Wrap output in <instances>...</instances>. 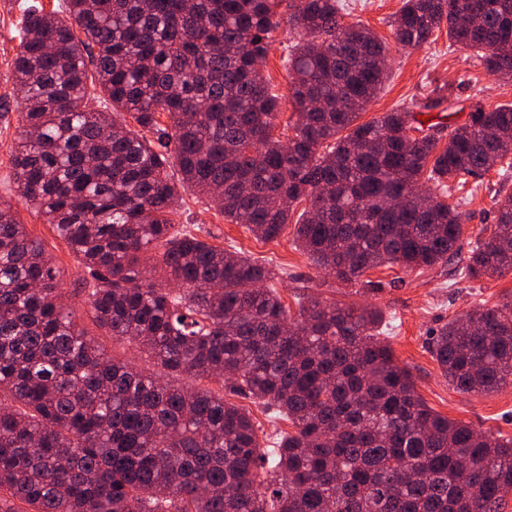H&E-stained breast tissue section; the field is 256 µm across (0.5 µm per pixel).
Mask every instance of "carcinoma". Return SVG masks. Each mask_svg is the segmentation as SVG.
Masks as SVG:
<instances>
[{
    "label": "carcinoma",
    "instance_id": "1",
    "mask_svg": "<svg viewBox=\"0 0 512 512\" xmlns=\"http://www.w3.org/2000/svg\"><path fill=\"white\" fill-rule=\"evenodd\" d=\"M284 2L298 38L286 145L259 66ZM339 2L66 0L67 21L25 10L12 63L17 192L89 275L82 314L160 372L88 338L60 269L0 196V512H501L512 496V440L434 412L378 341L380 311L305 297L293 313L278 269L173 231L190 187L264 241L306 203L298 247L343 282L458 254L460 204L433 195L424 209L415 190L424 179L445 197L508 172L512 104L425 128L419 116L451 108L440 87L357 123L388 49L344 22ZM390 27L413 47L444 27L512 80V0H403ZM91 89L104 109L88 108ZM506 273L511 194L461 271ZM429 349L459 392H495L512 379V299L448 321ZM180 375L220 389L172 382ZM229 396L293 431L261 446Z\"/></svg>",
    "mask_w": 512,
    "mask_h": 512
}]
</instances>
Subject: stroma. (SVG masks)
Returning <instances> with one entry per match:
<instances>
[{
  "label": "stroma",
  "mask_w": 512,
  "mask_h": 512,
  "mask_svg": "<svg viewBox=\"0 0 512 512\" xmlns=\"http://www.w3.org/2000/svg\"><path fill=\"white\" fill-rule=\"evenodd\" d=\"M40 2L46 8L61 6L63 0H0V97L16 100L11 79L12 58L18 46V23L23 9ZM347 21H359L371 27L388 46V79L383 90L360 116L368 122L384 113L412 104L434 87L450 85L461 107L492 109L512 102V81L506 82L487 73L483 63L469 49L450 44L447 30L436 32L433 41L419 49L404 47L391 39L389 22L400 9L402 0H343ZM295 43L289 26H281L273 35V45L262 73L272 93L281 100L277 126H284L292 115L286 59ZM15 126L0 125V195L14 198L17 217L31 237L38 240L61 271L65 300L73 306L85 301L82 289L84 271L69 247L45 224L25 200L18 198L12 179L10 151ZM512 194V172L491 170L483 177L462 206L468 220L460 243L469 247L483 228L495 219V194ZM174 228L190 232L210 244L231 253L283 268L277 288L283 303L295 307L296 297L308 293L337 306L380 309L387 326L381 336L391 347L396 362L407 369L417 393L442 416L463 421L479 431H489L512 439V384L496 392L464 394L453 389L428 348L433 331L479 304L494 305L512 296V274L469 280L460 277L466 263L458 256L446 264L421 270L397 265L367 271L351 282H343L319 269L294 241L293 226H286L275 240L257 239L244 225L226 220L199 192L185 191L172 216Z\"/></svg>",
  "instance_id": "stroma-1"
}]
</instances>
